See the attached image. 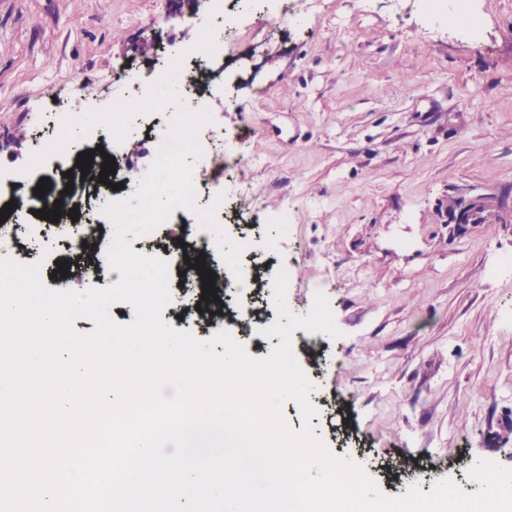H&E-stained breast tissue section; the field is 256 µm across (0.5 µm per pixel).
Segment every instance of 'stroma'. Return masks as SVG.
Listing matches in <instances>:
<instances>
[{"label": "stroma", "instance_id": "35a3bbf8", "mask_svg": "<svg viewBox=\"0 0 512 512\" xmlns=\"http://www.w3.org/2000/svg\"><path fill=\"white\" fill-rule=\"evenodd\" d=\"M484 25L436 21L421 0H323L319 14L252 34L242 17L232 52L210 55L235 105L212 99L203 125L212 156L227 148L262 160L247 175L194 161L198 182L225 195L235 232L257 214L286 217L249 265L288 271L287 306L327 297L338 338L292 336L315 388L305 419L284 402L290 431L313 425L329 451L367 471L385 497L430 492L444 478L473 493L480 460L512 469V0H478ZM160 23L185 42L168 0H0V177L31 185L59 177L29 167L48 133L44 86L66 109H105L114 69L160 67L145 30ZM79 69L82 88L64 82ZM152 138L113 145L132 175L154 161ZM500 200L498 220L451 234L449 195ZM40 262L52 290L95 287L84 257L54 240ZM73 272L57 276L58 262ZM195 288H174L162 318L206 340L221 330L255 358L280 337L199 322Z\"/></svg>", "mask_w": 512, "mask_h": 512}]
</instances>
